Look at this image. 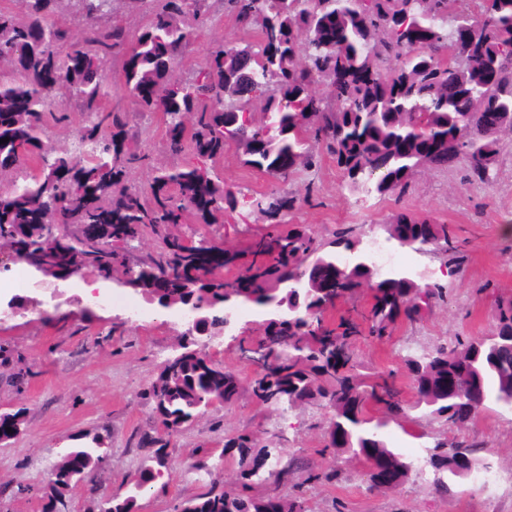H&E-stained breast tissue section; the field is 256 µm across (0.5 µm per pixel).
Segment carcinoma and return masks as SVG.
I'll return each instance as SVG.
<instances>
[{
	"mask_svg": "<svg viewBox=\"0 0 512 512\" xmlns=\"http://www.w3.org/2000/svg\"><path fill=\"white\" fill-rule=\"evenodd\" d=\"M157 2L150 23L133 41L108 23L112 0H67L69 12L88 25L81 44L63 48L66 31L50 20L61 0H24L27 19L0 9V242L32 276L64 278L70 266L141 294L163 309H177L208 331L224 333L229 305H252L277 344L273 365L256 372L253 395L287 410L313 403L331 410L327 448L371 460L369 488L394 489L416 470L414 460L392 447L384 428L409 409L451 426L468 423L489 404L512 407V300L497 306L488 336H457L451 346L408 356L416 401L407 406L384 378L373 384L359 372L352 346L360 324L342 318L323 324L330 301L325 288L348 295L366 286L373 293L368 335L382 339L401 318L422 317L442 288L419 284L413 272L374 266L361 241L344 228L319 242L306 231L279 229L296 198L272 191L251 197L248 207L273 230L242 252L219 249L202 237L192 243L163 237L158 256L138 263L116 280L148 228L185 223L191 211L202 224L224 223L237 207L234 193L209 162L236 142L245 165L278 179L300 167H317L308 141L335 156L354 191L385 196L403 193L420 168L447 170L464 161L473 181L488 183L501 136L512 132V0H480L468 10L458 0H225L246 23L259 26L256 45H220L194 78H173L191 38V22L209 11L210 0ZM128 47L125 84L144 108L163 113L169 150L191 152L194 161L153 168L151 197L125 185L139 157L126 148V123L100 110L107 95L105 64L115 48ZM63 89L82 101L86 120L68 148L44 143L49 98ZM255 101L266 119L244 116ZM62 224L60 236L46 234ZM399 248L440 253L450 268L461 264L453 229L427 218L398 213L383 226ZM252 257V275L228 284L214 277L239 258ZM201 337H180L147 392L159 423L184 425L216 399L239 394V378L194 355ZM385 406V418L366 416L369 403ZM22 414L0 412V440L19 431ZM239 492L211 488L180 504L183 512H304L302 503L275 493L251 494L253 485L278 467L272 452L253 450L247 434L229 438ZM481 445L438 443L423 463L433 484L448 492L455 479L487 468ZM107 448H76L53 466L47 498L54 501L99 468ZM169 455L154 449L141 481L114 512H134L137 497L167 467Z\"/></svg>",
	"mask_w": 512,
	"mask_h": 512,
	"instance_id": "1",
	"label": "carcinoma"
}]
</instances>
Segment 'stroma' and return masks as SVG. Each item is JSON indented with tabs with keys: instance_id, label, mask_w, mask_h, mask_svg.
<instances>
[{
	"instance_id": "obj_1",
	"label": "stroma",
	"mask_w": 512,
	"mask_h": 512,
	"mask_svg": "<svg viewBox=\"0 0 512 512\" xmlns=\"http://www.w3.org/2000/svg\"><path fill=\"white\" fill-rule=\"evenodd\" d=\"M193 28L174 77L197 75L218 45L258 38L257 28L240 23L225 9L224 0H211L209 13ZM125 58L121 48L109 58L103 110L123 117L131 151L148 155L156 165L189 161L190 152H169L162 113L143 111L127 94ZM50 110L66 119L49 122L46 144H70L85 120L81 101L59 94L52 98ZM310 149L320 158L319 168L298 169L283 181L244 165L237 145L228 143L214 166L225 189L237 196L236 210L226 213L221 225L200 224L190 216L185 223L145 231L129 261L156 255L167 234L195 239L208 232L225 247L245 248L266 226L261 215L249 210L248 198L275 190L298 199L286 225L306 228L323 242L348 226L363 241L382 236L384 224L400 212L451 225L465 256L461 271L449 272L433 254L399 253L402 266L417 271L422 281L447 288V301H432L416 322L398 321L389 337L366 336L354 346L370 379L393 374L402 398L413 402L405 356L449 344L459 334L488 335L498 302L512 299V234L504 232L505 225H512V133L502 137L489 183L471 181L467 164L461 162L445 171L417 170L406 193L398 197L350 191L334 156L320 144ZM91 277L88 271L66 281L45 277L32 287L12 289L16 304L0 315V347L7 352L0 360V412H24L21 435L0 444V512H45L53 463L69 446L100 435L110 449L107 462L57 502L59 512H98L101 498L124 497L133 476L148 464L152 450L143 445V435L162 434L144 392L186 325L177 313L153 303L136 319L118 306L95 308L93 318H84L81 285ZM262 333L261 318L247 306L238 311L233 331L209 344L207 351L217 363L238 373L240 392L231 404L205 412L171 438L164 475L140 495L136 512H175L182 500L210 487L238 489L232 452L224 442L240 433L251 434L257 448L277 449L285 460L299 459L287 482L258 484L254 490L300 498L306 512H512V409L483 407L459 428L423 416L392 426L388 433L394 447L419 459L439 442L482 444L497 478L495 489L466 477L456 480L451 492L440 493L425 469L411 473L398 488L376 491L369 487L363 459L326 452L328 409L302 404L284 412L253 395L254 372L243 363L239 343ZM312 471L323 473V480L307 483Z\"/></svg>"
}]
</instances>
